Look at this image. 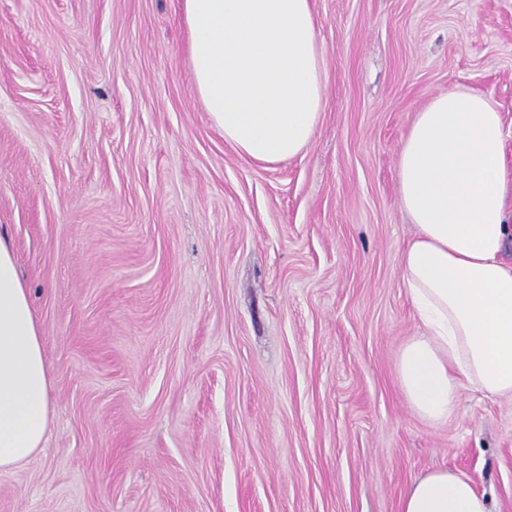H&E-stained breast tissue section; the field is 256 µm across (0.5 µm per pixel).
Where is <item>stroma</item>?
Masks as SVG:
<instances>
[{"instance_id": "35a3bbf8", "label": "stroma", "mask_w": 512, "mask_h": 512, "mask_svg": "<svg viewBox=\"0 0 512 512\" xmlns=\"http://www.w3.org/2000/svg\"><path fill=\"white\" fill-rule=\"evenodd\" d=\"M318 129L266 165L195 89L179 0H0V234L51 367L0 512H399L437 468L512 512V399L422 420L397 359L414 227L396 160L490 96L512 167V0H312Z\"/></svg>"}]
</instances>
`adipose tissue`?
<instances>
[{
	"mask_svg": "<svg viewBox=\"0 0 512 512\" xmlns=\"http://www.w3.org/2000/svg\"><path fill=\"white\" fill-rule=\"evenodd\" d=\"M196 91L241 157L277 164L311 142L328 79L311 0H179ZM489 96L451 91L419 112L397 156L416 228L401 285L422 328L400 350L404 394L424 421L450 419L463 390L512 397V169ZM50 366L12 247L0 240V470L44 447ZM399 512H491L465 473L414 481Z\"/></svg>",
	"mask_w": 512,
	"mask_h": 512,
	"instance_id": "obj_1",
	"label": "adipose tissue"
}]
</instances>
